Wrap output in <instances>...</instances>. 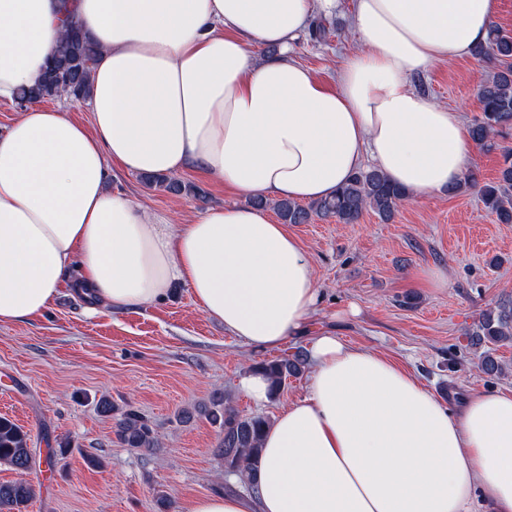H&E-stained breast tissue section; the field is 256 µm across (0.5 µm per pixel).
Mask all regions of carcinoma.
Masks as SVG:
<instances>
[{
  "label": "carcinoma",
  "instance_id": "1",
  "mask_svg": "<svg viewBox=\"0 0 512 512\" xmlns=\"http://www.w3.org/2000/svg\"><path fill=\"white\" fill-rule=\"evenodd\" d=\"M97 56L94 44L78 29H71L47 65L42 82L35 88L23 90L17 96L21 105L55 98L64 93L76 101L89 94L90 76ZM474 57L494 64L495 71L478 89L482 115L469 128L472 141L492 148L494 138L512 129V36L491 25L487 41L478 46ZM484 207L501 224H512V149L501 153L497 181L485 183L478 189ZM407 198L406 192L391 183L376 168L361 169L336 194L307 206L283 199L275 209L287 224H307L312 216L334 217L342 224H354L362 213L371 209L384 220H390ZM478 329L493 344L512 341V300L484 311ZM305 358H276L258 363L255 369L270 380V397L280 395L290 376L304 368ZM221 439L216 455L223 461L224 471L234 473L254 487L255 466L261 452V442L270 420L264 415H243L231 398L222 391L212 395L211 406L204 411ZM117 440L126 448L151 450L158 447V438L147 419L133 409L117 416ZM30 436L19 425L0 417V464H6L21 474L31 469ZM34 496L33 485L25 479L0 483V512H27Z\"/></svg>",
  "mask_w": 512,
  "mask_h": 512
}]
</instances>
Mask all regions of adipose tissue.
I'll list each match as a JSON object with an SVG mask.
<instances>
[{
	"mask_svg": "<svg viewBox=\"0 0 512 512\" xmlns=\"http://www.w3.org/2000/svg\"><path fill=\"white\" fill-rule=\"evenodd\" d=\"M336 0H0V102L38 85L69 22L97 45L91 122L25 106L0 134V323L42 314L70 263L101 306L172 285L256 351L298 334L319 301L295 237L257 206L185 224L108 187L109 165L198 169L243 195L330 197L364 161L414 200L474 164L461 113L413 76L470 57L498 0H357L358 48L327 87L290 54ZM277 47L255 58L254 45ZM309 394L262 442L254 492L190 512H512V388L441 405L390 359L313 339Z\"/></svg>",
	"mask_w": 512,
	"mask_h": 512,
	"instance_id": "1",
	"label": "adipose tissue"
}]
</instances>
